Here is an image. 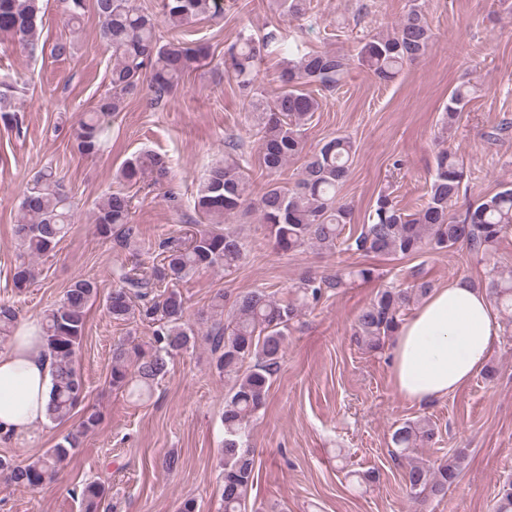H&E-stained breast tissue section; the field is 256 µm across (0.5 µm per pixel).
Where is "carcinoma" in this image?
<instances>
[{
	"instance_id": "cac0c4a2",
	"label": "carcinoma",
	"mask_w": 512,
	"mask_h": 512,
	"mask_svg": "<svg viewBox=\"0 0 512 512\" xmlns=\"http://www.w3.org/2000/svg\"><path fill=\"white\" fill-rule=\"evenodd\" d=\"M42 0H0V35L17 40L34 53L39 49ZM279 14L291 20L304 17L307 0H273ZM99 23V38L112 49V93L98 99L92 109L77 120L74 136L81 154L93 156L100 150L107 117L117 112L123 99L143 94L158 102L174 92L185 74L209 57L201 45L191 46L176 37L163 41L157 34L156 19L136 8L132 0H93ZM161 13L172 27L195 19L224 15V0H160ZM434 33L422 9L413 4L393 32L376 34L364 42L355 56L333 51L300 53L285 49L288 60L277 75L279 95L267 101L253 91L255 61L275 42L269 33L255 40L240 31L224 48V74L242 90L252 92L250 107L260 134L261 167L277 174L288 160L305 152L304 126L319 103L311 90L335 92L347 82L355 65L367 68L381 83L393 81L403 67L424 57L431 48ZM18 80L0 75V118L15 119V93ZM472 89L461 84L448 96L441 116V147L429 181L426 200L414 213L399 208L392 193L378 194L368 223L355 237L341 239L346 225L353 223V208L340 201L338 192L350 171L354 142L347 136L324 141L305 162L293 185L268 183L256 200L245 195L244 177L235 154L239 144H224V162L211 168L198 186L194 210L204 228L180 240L168 237L158 243L161 260L150 266L138 261L131 268L113 270L116 285L107 295L105 310L112 321L135 319L153 327L146 343L121 342L112 349L109 383L139 399L151 395L155 385L169 371L173 359L196 339L209 346L212 366L220 375L235 377L225 399L224 470L221 500L224 512H248V494L254 483L255 454L246 441L253 418L265 407L271 379L283 358L288 327L302 310L316 303L323 292L344 287L348 279L369 282L375 277L370 266L326 277L305 276L294 285L295 298L281 301L264 288H255L229 300L219 291L199 321L203 332L194 329L188 317L187 299L177 288L201 270H230L246 259L249 244L226 221L257 210L275 248L283 252L306 246L333 250L338 242L346 250L363 257L390 259L417 256L425 251H442L459 245L473 255H486L508 230L512 229V188L505 187L466 206L458 215L464 179V166L447 145L461 112L471 100ZM168 157L144 151L128 158L120 177L132 182L143 174L167 177ZM132 196L112 192L105 196L94 215V231L103 240L122 248L136 245L138 232L131 224ZM74 218L73 205L63 191L57 174L47 168L27 184L19 204L14 233L23 252L31 257L53 250L69 233ZM34 279L31 264L15 266L13 283L27 288ZM432 285L422 281L408 288H381L373 301L357 316V336L368 349L380 351L404 321V311L417 296H425ZM485 288L496 306L512 312V271L491 270ZM99 286L92 278H78L62 299L46 310L42 336L54 358L53 385L48 420L69 421L86 398V388L77 366V351L86 329V310L99 298ZM18 321L16 309L0 304V337L11 336ZM99 414L89 408L62 441L43 454L25 462L0 458V472L16 484L39 489L56 482L66 464L94 432ZM436 432L426 419L406 421L392 434L400 454L433 440ZM465 460L459 451L431 465L409 464L405 488L414 501L443 497L460 476ZM85 512H101L107 490L91 481L77 491ZM495 512H512V480L503 483Z\"/></svg>"
}]
</instances>
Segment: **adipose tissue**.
<instances>
[{
  "label": "adipose tissue",
  "mask_w": 512,
  "mask_h": 512,
  "mask_svg": "<svg viewBox=\"0 0 512 512\" xmlns=\"http://www.w3.org/2000/svg\"><path fill=\"white\" fill-rule=\"evenodd\" d=\"M499 336L485 289L451 280L400 325L391 346L393 385L416 404L446 397L483 368ZM53 369L39 319L18 324L0 352L1 439L28 436L47 423Z\"/></svg>",
  "instance_id": "adipose-tissue-1"
}]
</instances>
